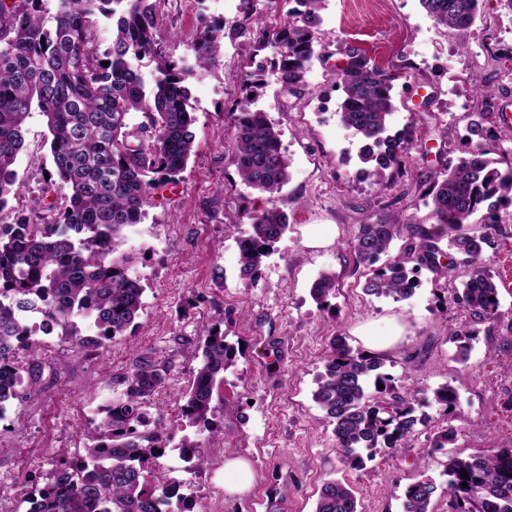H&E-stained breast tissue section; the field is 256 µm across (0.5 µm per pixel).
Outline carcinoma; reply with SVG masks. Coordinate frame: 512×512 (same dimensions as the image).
<instances>
[{
    "instance_id": "carcinoma-1",
    "label": "carcinoma",
    "mask_w": 512,
    "mask_h": 512,
    "mask_svg": "<svg viewBox=\"0 0 512 512\" xmlns=\"http://www.w3.org/2000/svg\"><path fill=\"white\" fill-rule=\"evenodd\" d=\"M243 2L235 20L199 16L189 46L193 63L187 64L167 56L158 0H54L51 10L43 0H0V402L37 383L38 365H21L39 351L37 330L24 326V316L35 306L44 307L48 326L63 336L77 335L78 322H91L97 333L81 343L94 350L134 326L144 307V288L119 251L123 231L141 223L158 189L181 180L195 147L188 83L224 65V40L245 38L257 51L274 48L271 63L282 90L294 95L304 89L324 0H292L295 6L276 26L260 17L256 0ZM419 2L436 25L464 32L474 24L481 0ZM102 19L112 22V40L101 53L97 33ZM146 58L161 75L149 89L141 73ZM104 61L109 66H102ZM396 80L358 50L347 54L346 66L336 73L344 93L340 121L362 143L360 158L369 165L364 174L383 190L384 171L392 170L397 178L408 174L409 139L390 133L389 127L396 111ZM477 89L484 109L469 124L467 156L420 183L431 197L434 224H406L398 214H379L358 226L350 246L358 263L372 266L389 253L394 240L405 239L402 253L373 270L364 286L369 295L398 301L414 295L416 274L423 267L447 277L440 243L448 240V248L472 267L454 303L495 324L502 317L498 285L485 266L484 252L495 214L512 206V158L491 157L489 142L501 113L495 111L492 90L484 84ZM34 103L51 134L53 171L46 184L68 190L65 205L43 204L49 216L39 223L9 207L19 188L16 163ZM228 117L241 180L271 196L279 193L288 180L279 130L266 113L240 101ZM482 210L483 230L463 231ZM244 217L250 230L238 237L240 277L253 284L288 230V217L273 206ZM411 259L415 265L409 269ZM336 291L332 272L320 273L310 288L321 306ZM195 345L201 358L191 385L179 393L185 400L181 419L208 436L185 437L175 449L202 468L218 431L213 401L221 398L224 372L235 365L238 350L215 324L202 328ZM382 366V358L338 334L312 393L324 421L333 426L343 463L352 468L400 446L418 423L414 392L398 388L391 375L380 372ZM169 380V363L145 355L112 377L120 392L98 410L101 418L87 435L84 455L61 462L48 482L26 494L28 512H162L179 480L159 471L157 460L169 448L173 428L154 418L151 408ZM455 437L453 427L441 428L432 450L448 447ZM462 469L469 474L466 480ZM445 475L441 490L448 512H512V447L451 457ZM437 490L428 477L410 484L403 512H432ZM315 512H358V501L349 485L330 481L321 489Z\"/></svg>"
}]
</instances>
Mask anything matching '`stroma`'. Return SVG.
Wrapping results in <instances>:
<instances>
[{"mask_svg": "<svg viewBox=\"0 0 512 512\" xmlns=\"http://www.w3.org/2000/svg\"><path fill=\"white\" fill-rule=\"evenodd\" d=\"M159 10L176 61L187 56L199 15H225L224 0H161ZM321 17L306 92L285 94L269 74L254 103L279 130L288 159L289 179L279 194L241 180L225 133L226 113L241 98L243 74L256 55L251 43L225 41L223 69L191 82L195 154L170 200L156 202L125 232L123 250L144 288V308L132 330L95 352L55 333L42 337L37 387L6 402L0 416V512H27L25 493L47 482L59 461L82 455L90 418L117 393L113 376L142 355L171 366L174 390L155 396L152 414L176 425L175 391L191 382L199 363L195 338L210 324L220 325L240 353L214 411L225 439L213 441L209 453L246 460L253 481L242 494H224L223 466L194 469L166 451L160 469L181 480L193 512H315L331 480L353 488L360 512H403L404 492L421 476L444 486L449 457L512 447V207L501 210L484 254L498 284L502 318L494 326L464 306L443 308L436 298L443 287L461 292L468 269L459 254L447 255L453 264L447 281L421 270L414 295L397 301L365 293L370 270L356 265L348 245L357 225L381 212L431 223L430 199L414 178L465 156L468 126L483 109L476 83L488 85L498 106L512 113V9L503 0H482L475 23L460 34L437 26L419 0H326ZM354 48L397 75L392 129L410 139L414 175L385 192L362 177L361 143L336 112L343 97L336 71ZM50 139L45 117L32 109L17 160L20 188L10 202L31 219L34 202L47 194ZM272 205L287 214L289 227L258 281L247 285L225 226L244 211ZM324 271L340 284L326 309L309 293ZM453 328L469 331L467 356L450 340ZM340 331L356 348L367 336L397 335L382 354L384 370L415 390L420 403L414 437L361 469L342 463L312 399L329 340ZM445 385L457 396L449 413L433 400ZM447 425L455 440L431 451Z\"/></svg>", "mask_w": 512, "mask_h": 512, "instance_id": "1", "label": "stroma"}]
</instances>
